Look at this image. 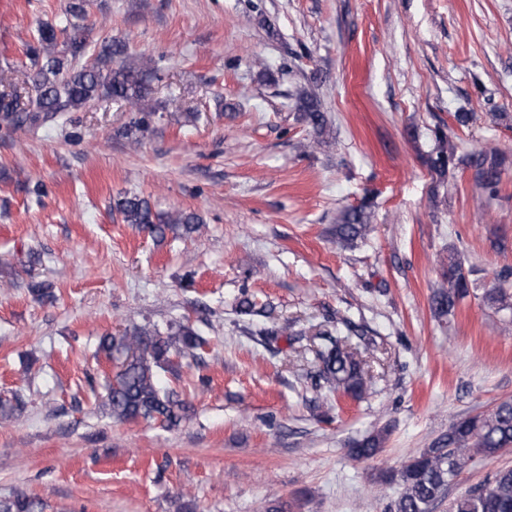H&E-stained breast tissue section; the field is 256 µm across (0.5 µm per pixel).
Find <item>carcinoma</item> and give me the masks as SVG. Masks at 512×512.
Masks as SVG:
<instances>
[{
    "label": "carcinoma",
    "instance_id": "1",
    "mask_svg": "<svg viewBox=\"0 0 512 512\" xmlns=\"http://www.w3.org/2000/svg\"><path fill=\"white\" fill-rule=\"evenodd\" d=\"M86 40L72 32L56 29L46 23L37 30L34 41L26 45V57L33 70L35 96L24 97L14 89L0 92V111L18 127L39 130L65 120L68 112H81L103 100L127 104L136 117L124 127L122 134L131 137L144 132L155 114L151 105L152 82L157 68L150 62L131 65L126 62V46L105 41L91 61L80 63L86 54ZM299 110L312 128L321 133L327 126L325 113L317 97L302 95ZM438 148L429 157L430 167L439 175L449 173L455 165L454 151L445 146L443 130L436 129ZM507 158L494 147H485L462 161L474 170L476 182L485 194H499L501 176ZM115 210L124 222L148 231L155 239L188 236L199 230L201 218L183 210L161 214L150 202L138 195L125 196L116 202ZM371 230L370 215L363 208H347L336 224V240L351 246ZM469 292V279L457 254L448 258L446 284L435 289L431 308L435 315L451 313ZM352 327L346 320L320 329L308 348L317 365L312 376L314 387L329 392L342 391L358 398L365 390L363 359L359 344L351 341ZM270 339L292 336L305 338L293 325L273 323L260 329ZM203 339L189 325L171 324L167 332L145 324L121 336L101 337L99 348L107 356H122L112 384L107 388L108 407L118 420H158L175 426L186 411V402L174 390L158 384V372L173 367V358L196 359ZM383 436L375 434L354 443L350 448L355 459H369L381 449ZM512 448V400L498 403L490 412L466 418L452 426L448 436L410 459L398 472L403 492L395 502L394 512H434L445 497L448 486L473 462L475 449ZM43 504L20 495L0 502V512H42ZM448 512H512V468L501 469L448 503Z\"/></svg>",
    "mask_w": 512,
    "mask_h": 512
}]
</instances>
